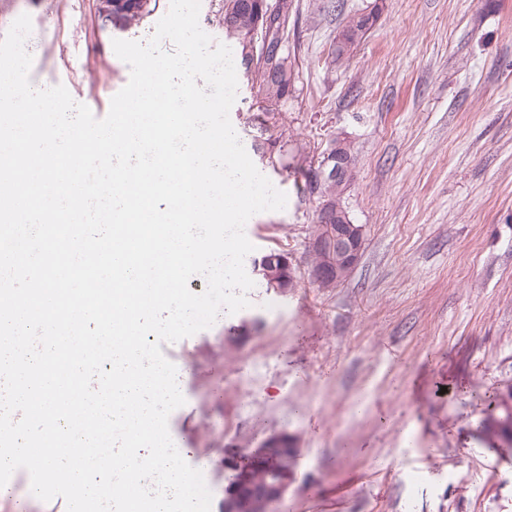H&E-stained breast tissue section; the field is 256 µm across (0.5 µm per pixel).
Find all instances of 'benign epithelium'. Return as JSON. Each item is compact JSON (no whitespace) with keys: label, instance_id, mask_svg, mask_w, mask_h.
Here are the masks:
<instances>
[{"label":"benign epithelium","instance_id":"1","mask_svg":"<svg viewBox=\"0 0 512 512\" xmlns=\"http://www.w3.org/2000/svg\"><path fill=\"white\" fill-rule=\"evenodd\" d=\"M101 9L104 17L112 18L115 11H134L138 0H104ZM239 6L265 12L263 25L256 26L268 32L273 18L272 8L266 0H240ZM311 174L320 183L336 184V198L323 202L319 210V223L323 231L311 244L314 256L312 277L323 285L331 278L347 275L359 259L363 247V228L353 223L343 203V194L353 178V159L350 143L345 138L336 139ZM257 272L264 276L270 287L284 293L295 281L294 269L286 253L267 256L258 262ZM296 451L294 439L288 434L269 437L262 450L250 460L236 467L233 482L225 490L226 512H251L261 505L266 510L279 502L293 482L292 470L279 467L280 461Z\"/></svg>","mask_w":512,"mask_h":512}]
</instances>
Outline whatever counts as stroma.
Listing matches in <instances>:
<instances>
[{"label": "stroma", "instance_id": "1", "mask_svg": "<svg viewBox=\"0 0 512 512\" xmlns=\"http://www.w3.org/2000/svg\"><path fill=\"white\" fill-rule=\"evenodd\" d=\"M294 87L268 129L246 77L230 120L257 169L287 196L252 216L244 261L288 253L296 286L255 281L250 307L179 342L183 406L173 441L221 500L233 464L271 435L297 444L274 512H512V446L484 427L512 391V0H294ZM378 6L343 65L339 29ZM100 0H0V36L29 14L30 81L68 85L108 112L130 78L113 39L145 42L169 10L104 21ZM347 137L345 204L364 246L349 276H311L317 203L302 161ZM274 143L273 161L256 144Z\"/></svg>", "mask_w": 512, "mask_h": 512}]
</instances>
